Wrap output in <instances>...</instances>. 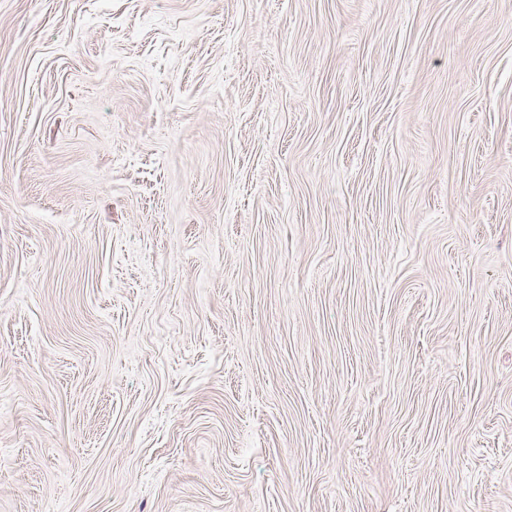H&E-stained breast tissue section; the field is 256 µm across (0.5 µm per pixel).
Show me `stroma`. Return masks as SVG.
Here are the masks:
<instances>
[{
	"mask_svg": "<svg viewBox=\"0 0 512 512\" xmlns=\"http://www.w3.org/2000/svg\"><path fill=\"white\" fill-rule=\"evenodd\" d=\"M0 512H512V0H0Z\"/></svg>",
	"mask_w": 512,
	"mask_h": 512,
	"instance_id": "obj_1",
	"label": "stroma"
}]
</instances>
